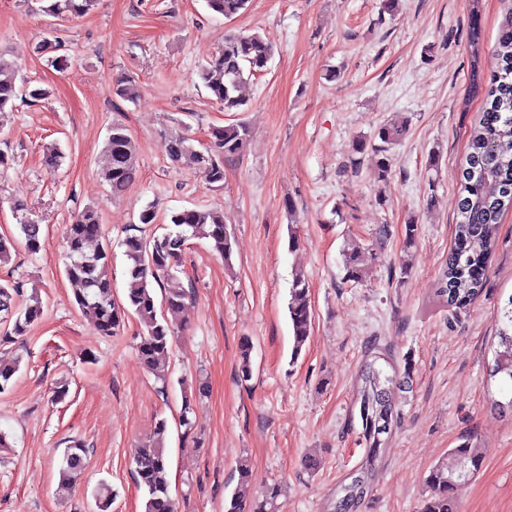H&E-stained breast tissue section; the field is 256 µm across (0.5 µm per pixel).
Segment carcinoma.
<instances>
[{"label":"carcinoma","mask_w":512,"mask_h":512,"mask_svg":"<svg viewBox=\"0 0 512 512\" xmlns=\"http://www.w3.org/2000/svg\"><path fill=\"white\" fill-rule=\"evenodd\" d=\"M250 0H206L207 7L226 19H232L248 9ZM95 0H48L43 12L52 18L79 17L94 6ZM469 47L471 68L470 91L485 99L479 127L469 143L466 166L462 170V191L458 197L454 247L440 268L434 294L450 306L461 307L473 300L486 279L487 259L493 251L498 227L504 210L512 205V18L501 26L497 37L495 69L485 72L481 62V32L473 26ZM274 54L273 46L257 34L233 35L225 39L224 47L196 72L198 82L206 88L226 112H242L247 100L243 93L249 76L268 67ZM20 70L16 63L0 56V112L15 106L18 98L17 81ZM113 94L125 101L139 96V85L131 76L115 80ZM402 135L395 127H384L378 137L383 146L378 162V178L388 179L391 159L388 146ZM209 136L212 148L198 150L192 139L177 135L167 139L164 151L176 163H185L201 170L207 182L224 186V158L236 154L250 136L242 122L213 127ZM139 166L135 146L124 125L112 124L101 177L112 194L126 191L138 178ZM156 220L154 206H146L139 214V223L129 226L122 241L127 259L130 288L125 303L112 299L110 266L111 249L100 245L90 251L91 243L102 238L101 217L92 207L82 210L66 227L68 262L66 277L79 285L76 298L81 313L103 336H115L123 330L128 315H135L142 333L138 353L145 368L162 386L169 382V354L174 323L182 320L187 293L180 285L175 269L179 267L185 243L190 238H204L228 262L232 243L224 214L210 209L184 208L170 217L167 231L148 238L143 226ZM25 246L31 252L40 248L41 225L23 221L19 224ZM345 279L358 281L362 274V255L354 247L345 255ZM164 289V311L157 309L154 286ZM18 290L0 283V312L14 317L10 336L23 335L43 313L42 302L32 296L22 308L11 311V302ZM288 313L293 331L292 358H297L311 330L312 309L309 285L302 271L295 273ZM499 350L493 375L512 382V296L505 301L498 318ZM399 380L366 363L355 390L354 412L364 456L358 468L336 488L331 512H357L373 486L384 459L386 435L398 419L395 391L408 382ZM167 420L158 419L149 435L132 450L131 465L136 482L144 492V512H177L169 479L166 453ZM86 450L78 443L64 448L59 462L60 481H76L85 466ZM454 464H436L426 483L430 495L421 512H457V493L466 478L481 467V459L463 443L451 450ZM97 512H107L112 503L111 488L102 483L93 494ZM285 488L279 483L264 487L254 500L237 496L224 501V512H282Z\"/></svg>","instance_id":"obj_1"}]
</instances>
